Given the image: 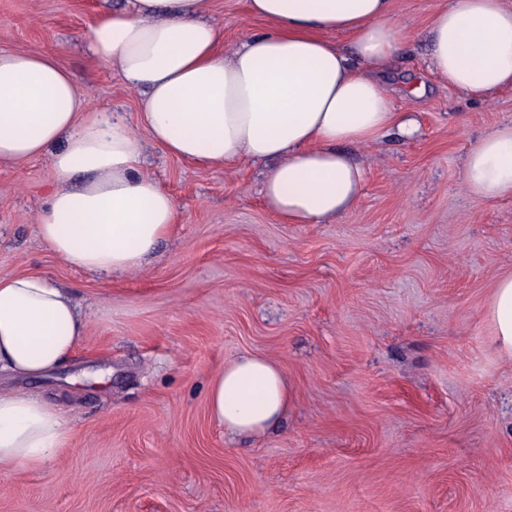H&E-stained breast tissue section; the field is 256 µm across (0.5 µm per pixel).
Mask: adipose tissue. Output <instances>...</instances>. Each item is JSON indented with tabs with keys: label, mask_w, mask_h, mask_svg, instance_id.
<instances>
[{
	"label": "adipose tissue",
	"mask_w": 512,
	"mask_h": 512,
	"mask_svg": "<svg viewBox=\"0 0 512 512\" xmlns=\"http://www.w3.org/2000/svg\"><path fill=\"white\" fill-rule=\"evenodd\" d=\"M207 9L208 0H128L94 27L92 55L139 94L134 126L120 112L88 111L86 91L52 55L0 51V162L52 152L58 186L37 233L62 260L119 276L168 234L175 203L140 169V132L200 166L269 163L260 193L288 224H322L356 206L366 170L347 146L395 128L413 134L387 87L407 38L391 0H248L271 27L228 53ZM429 68L477 98L512 88V5L450 0L430 26ZM464 182L483 200L512 197V122L479 138ZM486 314L499 353L512 358V273L497 279ZM87 327L71 293L47 277L0 276V371L53 372ZM288 399L283 371L259 356L225 365L207 393L230 434L263 432ZM69 438L56 406L0 388V470L38 468Z\"/></svg>",
	"instance_id": "adipose-tissue-1"
}]
</instances>
